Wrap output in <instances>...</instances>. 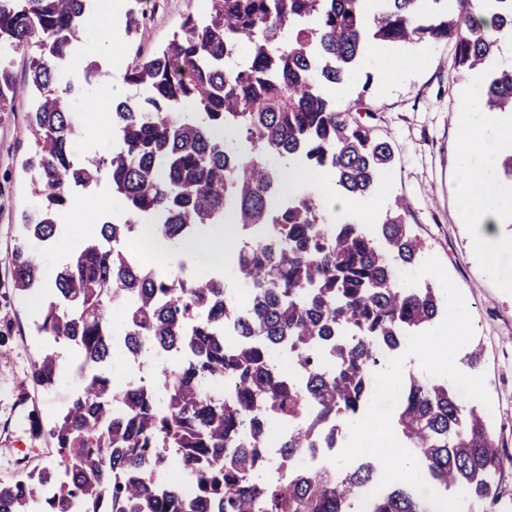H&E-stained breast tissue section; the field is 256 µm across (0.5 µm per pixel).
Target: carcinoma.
Wrapping results in <instances>:
<instances>
[{
    "instance_id": "obj_1",
    "label": "carcinoma",
    "mask_w": 512,
    "mask_h": 512,
    "mask_svg": "<svg viewBox=\"0 0 512 512\" xmlns=\"http://www.w3.org/2000/svg\"><path fill=\"white\" fill-rule=\"evenodd\" d=\"M95 0H0V113L33 98L25 161L36 215L29 235L47 242L57 212L106 179L124 222H106L57 273L36 330L74 349L98 371L81 376L75 399L48 434L59 460L27 478L0 481V512H358L383 473L361 457L355 467L302 466L311 448H334L336 420L361 418L374 373L407 336L442 313L435 289L406 288L421 248L401 206L377 233L329 219L310 190L284 194L273 157H289L310 178L330 171L336 189L365 196L381 183L392 149L355 116L372 83L339 109L329 91L356 73L374 43L404 47L454 42L460 75H486L484 104L512 112V65L496 58L486 28L512 32V0H208L185 18L164 49L137 56L125 73L138 91L112 103V153L85 163L73 144L67 62ZM127 32L138 31L152 0H134ZM248 45L249 55L238 58ZM29 56L20 86L13 57ZM233 130L240 149L224 139ZM229 221L252 236L225 256L250 296L239 300L224 277H197L165 265L135 264L126 241L143 225L169 241ZM14 286L41 280V256L20 244ZM123 310L120 325L112 309ZM156 360V380L112 385V357ZM278 352L297 366L278 369ZM164 355L174 363L161 360ZM60 356L47 349L28 380L48 388ZM224 382V393L205 389ZM484 408L447 384L412 374L402 381L395 435L438 494L464 491L469 512L502 497L504 453ZM285 427L270 453L271 422ZM189 482L195 494L182 496ZM366 512H432L411 486H386Z\"/></svg>"
}]
</instances>
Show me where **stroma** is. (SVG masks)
I'll return each instance as SVG.
<instances>
[{"label":"stroma","instance_id":"35a3bbf8","mask_svg":"<svg viewBox=\"0 0 512 512\" xmlns=\"http://www.w3.org/2000/svg\"><path fill=\"white\" fill-rule=\"evenodd\" d=\"M156 7L138 34L122 35V55L112 62L98 45V16H91L78 50L77 71L67 72L76 91L122 83L135 53L151 54L165 47L187 16L204 15L208 0H155ZM452 44L408 48L386 46L371 53L360 71L338 85L337 106L364 95L375 135L390 143L394 161L379 189L349 200L338 221L369 212L384 215L401 201L422 258L437 257L462 291L472 316L475 335L468 350L477 351L472 374L484 375L491 398L489 428L506 456L512 457V258L487 263L475 250L472 229L462 216L457 186L466 129L481 131L488 145L497 142L488 122L482 81H466L453 69ZM388 80H380L382 72ZM31 102L16 101L15 111L0 116V479L16 477L52 461L53 444L47 427L73 400L79 381L70 366L76 357L59 347L61 377L47 390L30 385L17 391L30 365L46 348L35 329L38 306L32 297L18 295L12 281V252L20 242L22 214L36 210L29 175L24 169L33 152L26 131ZM78 224L62 223L61 238L75 245L96 237L103 221L122 222L124 213L103 183L82 191L72 206ZM373 222L367 230H374ZM38 417L43 434L33 435L31 417Z\"/></svg>","mask_w":512,"mask_h":512}]
</instances>
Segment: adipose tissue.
<instances>
[{
	"mask_svg": "<svg viewBox=\"0 0 512 512\" xmlns=\"http://www.w3.org/2000/svg\"><path fill=\"white\" fill-rule=\"evenodd\" d=\"M117 95L118 92L114 89L95 90L77 104L76 109L83 117L86 141L98 139L112 108V100ZM462 151L482 157L480 167H461L459 183L470 221L474 226L475 244L486 261L495 264L503 257L512 255V246H502L497 242V226L501 221V212L505 209L512 211V196L501 195L494 177L497 152L490 149L482 137L475 134L467 136Z\"/></svg>",
	"mask_w": 512,
	"mask_h": 512,
	"instance_id": "1",
	"label": "adipose tissue"
}]
</instances>
